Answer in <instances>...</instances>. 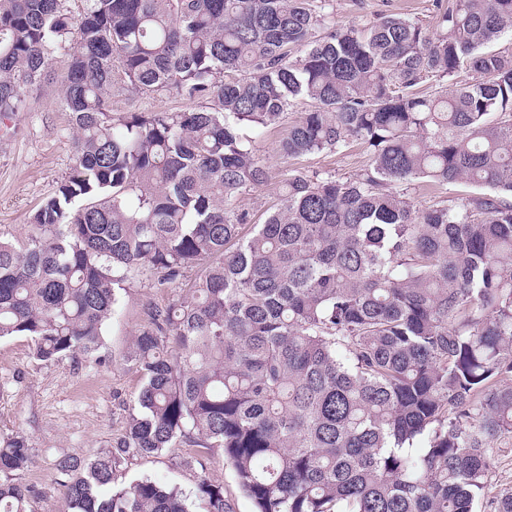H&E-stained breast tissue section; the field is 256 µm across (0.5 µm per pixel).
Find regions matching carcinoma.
Returning a JSON list of instances; mask_svg holds the SVG:
<instances>
[{
  "mask_svg": "<svg viewBox=\"0 0 512 512\" xmlns=\"http://www.w3.org/2000/svg\"><path fill=\"white\" fill-rule=\"evenodd\" d=\"M327 0H0V116L63 64L68 176L23 240H0V339L43 362L99 349L136 266L191 295L147 311L142 388L116 446L56 464L68 512H192L173 487H113L133 456L192 447L197 512H234L207 474L223 450L256 512H512L495 489L512 440V0H448L434 30L384 15L338 25ZM470 68L481 79L448 91ZM206 110L110 109L112 88ZM279 153L351 143L342 180L294 167L251 223L254 142L297 101ZM479 192L414 207L416 181ZM21 433L0 441V512L35 490Z\"/></svg>",
  "mask_w": 512,
  "mask_h": 512,
  "instance_id": "obj_1",
  "label": "carcinoma"
}]
</instances>
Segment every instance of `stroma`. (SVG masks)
Here are the masks:
<instances>
[{
    "label": "stroma",
    "instance_id": "stroma-1",
    "mask_svg": "<svg viewBox=\"0 0 512 512\" xmlns=\"http://www.w3.org/2000/svg\"><path fill=\"white\" fill-rule=\"evenodd\" d=\"M337 23H366L381 14L406 15L427 27L436 22V0H330ZM62 86L50 73L28 101L25 111L0 120V238H24L31 230L28 219L43 199L51 195L73 164L75 131L62 107ZM204 100L186 101L176 94H145L128 88L113 91L112 110L123 112H179L204 107ZM287 125L269 129L257 149L267 169V181L239 199L252 221L240 228L249 237L278 202V187L287 174L279 144ZM369 161L358 143L340 153H320L301 159L308 171H329L340 178L356 176ZM200 273L183 270L168 288L154 285V274L132 268L117 292L114 316L107 321L98 352L52 362L33 356V343L25 336L0 339V439L24 433L31 448L23 482L36 491L30 512H67L57 483L56 463L66 457L86 461L102 455L124 434L134 411L142 380L128 359L132 336L146 323L149 307L163 306L184 296ZM187 446L152 457L130 458L115 483L126 486L150 478L177 487L193 497L195 469L182 465Z\"/></svg>",
    "mask_w": 512,
    "mask_h": 512
}]
</instances>
